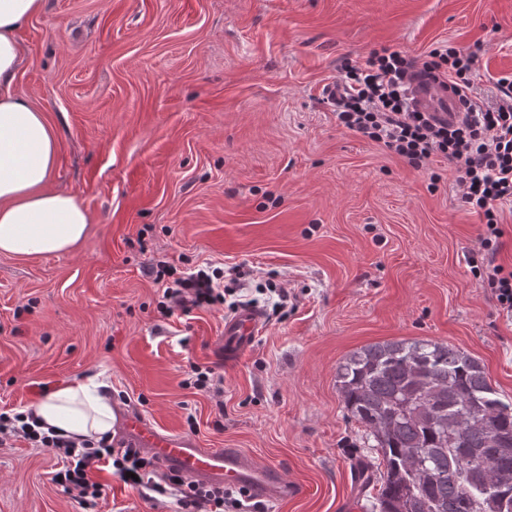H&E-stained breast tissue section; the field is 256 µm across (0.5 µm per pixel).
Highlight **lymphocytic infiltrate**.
I'll use <instances>...</instances> for the list:
<instances>
[{
    "label": "lymphocytic infiltrate",
    "instance_id": "1",
    "mask_svg": "<svg viewBox=\"0 0 512 512\" xmlns=\"http://www.w3.org/2000/svg\"><path fill=\"white\" fill-rule=\"evenodd\" d=\"M413 70L453 85L465 107L460 122L451 125L411 108L404 79ZM477 77L476 55L447 43L431 49L424 61L399 50L376 49L364 61L346 63L336 83V118L349 131L382 144L415 169L427 171L437 162L449 165L463 203L484 219L478 248L468 258L470 271L512 317V269L496 262L503 236L496 206L512 201V77L495 79L489 94L482 93ZM148 273L163 286L159 307L164 315H187L224 301L223 269L177 276L162 261L150 266ZM13 437L52 449L65 459L66 466L55 480L66 492H77L86 512L96 506L102 491L93 473L111 468L121 476L134 473L135 487L177 496L182 512H250L248 494L237 497L220 485L159 473L157 464L138 449L42 436L29 426H16L8 413L1 412L0 445Z\"/></svg>",
    "mask_w": 512,
    "mask_h": 512
}]
</instances>
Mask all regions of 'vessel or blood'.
I'll list each match as a JSON object with an SVG mask.
<instances>
[{"label": "vessel or blood", "mask_w": 512, "mask_h": 512, "mask_svg": "<svg viewBox=\"0 0 512 512\" xmlns=\"http://www.w3.org/2000/svg\"><path fill=\"white\" fill-rule=\"evenodd\" d=\"M413 106L451 123L462 116L458 97L450 84L417 76L409 82ZM263 314L251 307L238 310L224 321V359L235 362L246 354L263 329ZM117 427L128 446L153 458L166 471L241 489L269 501H283L300 494L295 483L287 481L273 467L260 464L251 454L238 448H205L195 438L164 429L139 413L123 411Z\"/></svg>", "instance_id": "obj_1"}]
</instances>
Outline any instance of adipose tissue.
<instances>
[{"mask_svg": "<svg viewBox=\"0 0 512 512\" xmlns=\"http://www.w3.org/2000/svg\"><path fill=\"white\" fill-rule=\"evenodd\" d=\"M43 7L44 0H0V254L17 257L69 251L91 222L73 196L50 189L54 130L35 105L11 91L21 55L15 32ZM32 418L38 431L76 440L115 433L112 400L93 379L49 393Z\"/></svg>", "mask_w": 512, "mask_h": 512, "instance_id": "1", "label": "adipose tissue"}]
</instances>
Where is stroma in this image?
I'll list each match as a JSON object with an SVG mask.
<instances>
[{
	"label": "stroma",
	"instance_id": "stroma-1",
	"mask_svg": "<svg viewBox=\"0 0 512 512\" xmlns=\"http://www.w3.org/2000/svg\"><path fill=\"white\" fill-rule=\"evenodd\" d=\"M14 92L57 139L51 189L90 213L72 251L0 254V409L100 375L155 424L280 467L302 494L263 512H371L368 452L336 371L395 340L444 341L512 400V319L467 258L482 219L439 181L336 121L322 90L345 60L440 41L475 53L480 84L512 73V0H45L17 31ZM224 271L270 312L224 360L221 305L163 316L156 260ZM223 392L189 385L191 364ZM60 457L0 447V512H84ZM94 512H181L101 472Z\"/></svg>",
	"mask_w": 512,
	"mask_h": 512
}]
</instances>
